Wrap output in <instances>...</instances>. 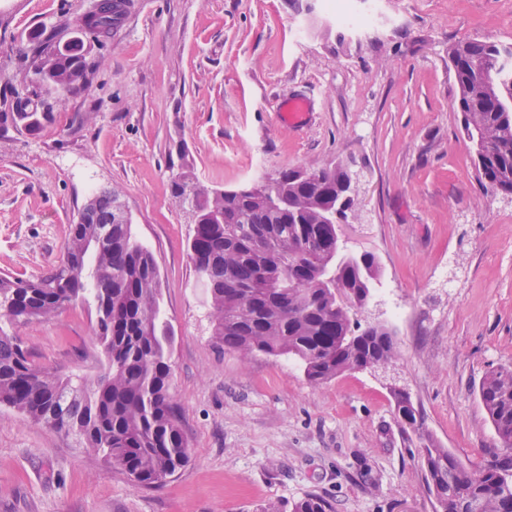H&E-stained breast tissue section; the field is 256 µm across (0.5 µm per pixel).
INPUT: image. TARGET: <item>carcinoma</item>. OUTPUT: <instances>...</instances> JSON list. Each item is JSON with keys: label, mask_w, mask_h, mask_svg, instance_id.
I'll return each mask as SVG.
<instances>
[{"label": "carcinoma", "mask_w": 512, "mask_h": 512, "mask_svg": "<svg viewBox=\"0 0 512 512\" xmlns=\"http://www.w3.org/2000/svg\"><path fill=\"white\" fill-rule=\"evenodd\" d=\"M132 7V0H112V12L88 15L85 26L98 31L96 43L111 39ZM56 36L46 28L18 48L25 67ZM90 50L85 31L74 33L72 45L43 71L46 97L92 81ZM448 61L457 86L452 108L461 115L477 177L493 192L512 195V46L473 39L452 45ZM46 108L39 111L6 84L0 130L38 134L54 121L51 104ZM180 160L183 172L171 180L178 199L190 180L187 151ZM349 177L332 161L318 169H284L274 179L270 206L245 184L216 195L192 183L183 198L200 220L188 241L189 258L206 291L213 336L224 348L293 358L314 384L397 358L389 327L378 323L356 332L350 311L336 306V288L362 293L380 273L370 252L336 263V222L357 217L352 198L336 207ZM93 198L94 206L68 225L58 264L34 279L0 272V323L45 320L79 297L95 311L93 335L104 356L100 374L89 383L43 367L0 326V408L74 437L137 486H160L189 462L183 408L169 392L173 329L161 308L160 270L152 250L133 234L132 217L114 222L119 193L101 188ZM103 230L101 250L86 251L87 241ZM391 394L403 428L417 436L435 499L447 498L455 512H512V480L506 478L512 472V367L489 370L479 385L496 440L478 468L465 466L426 431L406 391ZM291 512H332V505L309 495Z\"/></svg>", "instance_id": "1"}]
</instances>
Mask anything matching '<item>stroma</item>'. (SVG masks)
<instances>
[{
    "mask_svg": "<svg viewBox=\"0 0 512 512\" xmlns=\"http://www.w3.org/2000/svg\"><path fill=\"white\" fill-rule=\"evenodd\" d=\"M134 0L93 47L92 82L57 98L36 136L0 133V271L28 278L62 257L93 189L113 188L154 253L174 331L169 390L190 461L150 489L74 437L0 409V512H260L315 494L335 512H435L394 410L405 387L426 429L466 466L494 432L478 398L512 366V196L478 180L451 108V45L512 43V0H384L356 34L321 0ZM90 0H0V85L24 92L17 45ZM310 116L282 124L284 99ZM201 185L231 189L285 168L344 161L360 178L348 250L380 260L379 287L406 315L388 369L311 384L294 359L217 345L187 254L194 217L171 190L179 149ZM93 311L9 327L39 362L94 376ZM281 120L290 128L303 126L309 117V101L303 96L282 102L279 112Z\"/></svg>",
    "mask_w": 512,
    "mask_h": 512,
    "instance_id": "1",
    "label": "stroma"
}]
</instances>
